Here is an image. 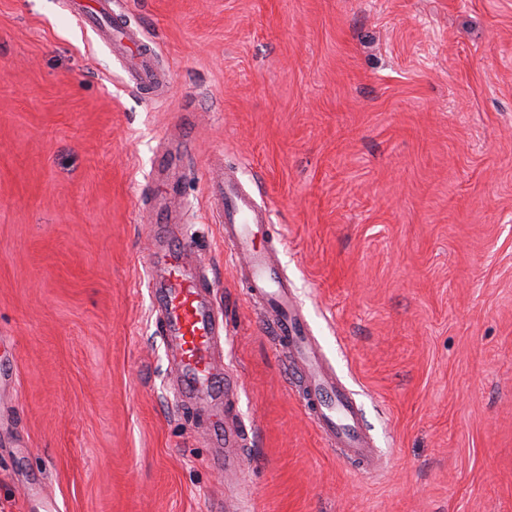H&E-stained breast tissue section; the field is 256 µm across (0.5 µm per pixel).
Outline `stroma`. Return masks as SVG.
<instances>
[{
	"label": "stroma",
	"instance_id": "35a3bbf8",
	"mask_svg": "<svg viewBox=\"0 0 512 512\" xmlns=\"http://www.w3.org/2000/svg\"><path fill=\"white\" fill-rule=\"evenodd\" d=\"M143 94L70 0H0V512H215L212 421L160 333L156 158L227 332L247 512H512V0H115ZM237 166L384 461L292 391L212 211Z\"/></svg>",
	"mask_w": 512,
	"mask_h": 512
}]
</instances>
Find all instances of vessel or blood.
Here are the masks:
<instances>
[{"instance_id": "b4317fda", "label": "vessel or blood", "mask_w": 512, "mask_h": 512, "mask_svg": "<svg viewBox=\"0 0 512 512\" xmlns=\"http://www.w3.org/2000/svg\"><path fill=\"white\" fill-rule=\"evenodd\" d=\"M72 10L84 23L100 28L103 40L113 55L125 62L137 88L150 91L164 84L166 76L155 66L151 46L129 28L122 14L113 9L112 0H94L90 5L74 0ZM208 179L210 199L224 223V241L240 261L248 294L262 307L276 346L301 382L300 398L306 411L340 459L358 468H374L376 452L360 410L328 371L292 286L276 267L277 249L269 236L265 210L242 188L233 172L214 167ZM155 246L165 258L159 283L161 327L175 351L181 390L197 407L220 400L225 412H232V387L222 381L215 362L221 324L204 281L186 271L192 249L187 246L174 252L161 239ZM212 433L216 443L231 450L223 458L225 475L237 477L240 460L234 451L245 445L246 429L226 420L213 424Z\"/></svg>"}]
</instances>
